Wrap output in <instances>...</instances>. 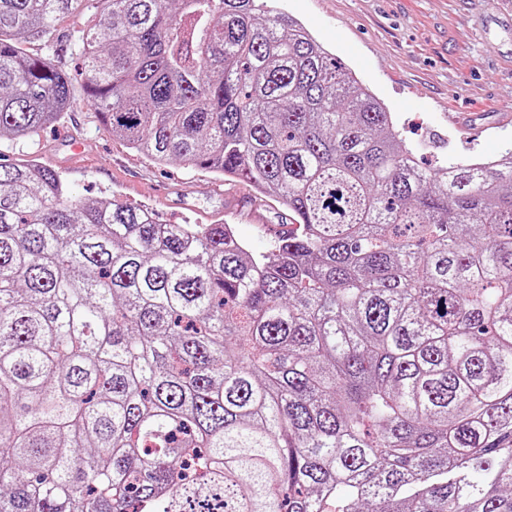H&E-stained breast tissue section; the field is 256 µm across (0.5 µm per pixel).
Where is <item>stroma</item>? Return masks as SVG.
Returning a JSON list of instances; mask_svg holds the SVG:
<instances>
[{
	"mask_svg": "<svg viewBox=\"0 0 512 512\" xmlns=\"http://www.w3.org/2000/svg\"><path fill=\"white\" fill-rule=\"evenodd\" d=\"M343 66L394 116L407 144L426 163L484 160L512 144V24L499 9L512 0H280ZM79 5L56 24L50 38L31 37L23 49L43 55L55 43L57 65L71 82L72 104L11 160H37L68 183L74 200L97 198L147 207L160 224H227L252 254L270 249L273 231L288 215L272 197H258L249 183L226 181L205 170L160 165L112 134L86 99L73 35L91 19ZM485 126L471 144L448 123L449 113ZM256 206L262 223L241 215Z\"/></svg>",
	"mask_w": 512,
	"mask_h": 512,
	"instance_id": "1",
	"label": "stroma"
}]
</instances>
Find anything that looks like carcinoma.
<instances>
[{"instance_id": "1", "label": "carcinoma", "mask_w": 512, "mask_h": 512, "mask_svg": "<svg viewBox=\"0 0 512 512\" xmlns=\"http://www.w3.org/2000/svg\"><path fill=\"white\" fill-rule=\"evenodd\" d=\"M0 0V140L70 82ZM89 103L291 228L158 224L0 164V512H512V150L423 168L276 0H96Z\"/></svg>"}]
</instances>
